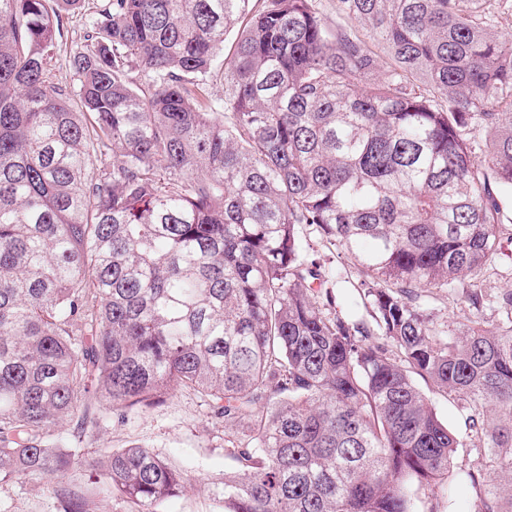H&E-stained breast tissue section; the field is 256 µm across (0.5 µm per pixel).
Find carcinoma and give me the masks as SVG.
Masks as SVG:
<instances>
[{"label":"carcinoma","instance_id":"cac0c4a2","mask_svg":"<svg viewBox=\"0 0 512 512\" xmlns=\"http://www.w3.org/2000/svg\"><path fill=\"white\" fill-rule=\"evenodd\" d=\"M79 2L0 0V485L155 512L188 474L85 455L93 399L193 389L235 464L222 512H416L467 447L479 512H512V290L466 292L455 329L429 307L512 223L497 0H336L332 25L321 0H103L66 91ZM309 228L356 259L368 317L336 311ZM102 3L101 0H81L79 8L63 14L62 35L51 62L54 83L62 86L71 83V57L86 44L88 19L99 10ZM431 397L438 414L448 422V427L455 432H463L465 430V411L457 403L448 401L445 397L440 395H431Z\"/></svg>","mask_w":512,"mask_h":512}]
</instances>
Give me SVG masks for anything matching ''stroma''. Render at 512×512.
Masks as SVG:
<instances>
[{
  "label": "stroma",
  "mask_w": 512,
  "mask_h": 512,
  "mask_svg": "<svg viewBox=\"0 0 512 512\" xmlns=\"http://www.w3.org/2000/svg\"><path fill=\"white\" fill-rule=\"evenodd\" d=\"M101 0H81L79 7L63 16L62 35L51 62L53 81L71 82L70 60L83 48L87 22L100 8ZM305 255L318 262L329 280L338 281L336 310L350 317L357 311L359 297L352 286L357 278L354 257L328 243L318 234L306 236ZM140 444L169 457L191 478L187 491L177 500L162 504L158 512H219L212 484L222 478L230 462L224 453V428L214 424L206 399L196 391L181 389L158 407L136 409L125 420L111 412L86 438L91 455ZM0 512H54L51 499L34 483L0 487Z\"/></svg>",
  "instance_id": "obj_1"
}]
</instances>
